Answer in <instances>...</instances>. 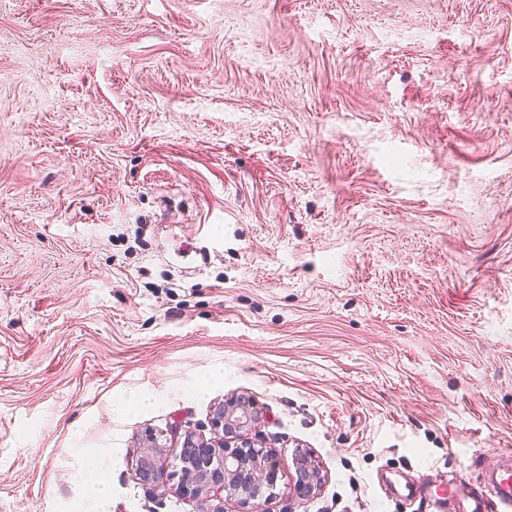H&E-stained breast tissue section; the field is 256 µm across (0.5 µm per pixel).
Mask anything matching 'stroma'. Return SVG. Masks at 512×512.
I'll return each instance as SVG.
<instances>
[{
  "label": "stroma",
  "instance_id": "obj_1",
  "mask_svg": "<svg viewBox=\"0 0 512 512\" xmlns=\"http://www.w3.org/2000/svg\"><path fill=\"white\" fill-rule=\"evenodd\" d=\"M233 400L260 512L512 456V0H0V512H197ZM236 404L214 418V433L210 438L186 435L182 448H169L167 458H142L136 476L139 480L164 487L178 478L177 495L201 505V512H224V502L234 501L245 509L254 501L273 497L276 466L267 451L255 448L243 433L258 420L256 411ZM183 463L180 470L169 461ZM225 492V499L221 494ZM268 493L267 496L265 494ZM321 487V477L306 464L297 463L296 477L290 484L289 490L296 499L304 500L313 496Z\"/></svg>",
  "mask_w": 512,
  "mask_h": 512
}]
</instances>
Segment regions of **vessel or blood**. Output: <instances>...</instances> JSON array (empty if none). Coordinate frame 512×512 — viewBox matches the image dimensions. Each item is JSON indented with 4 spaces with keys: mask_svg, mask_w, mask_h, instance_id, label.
Here are the masks:
<instances>
[{
    "mask_svg": "<svg viewBox=\"0 0 512 512\" xmlns=\"http://www.w3.org/2000/svg\"><path fill=\"white\" fill-rule=\"evenodd\" d=\"M429 512H512V468L488 473L482 488L465 480L449 482L446 491H426Z\"/></svg>",
    "mask_w": 512,
    "mask_h": 512,
    "instance_id": "vessel-or-blood-1",
    "label": "vessel or blood"
}]
</instances>
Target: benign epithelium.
<instances>
[{
	"instance_id": "7a95c632",
	"label": "benign epithelium",
	"mask_w": 512,
	"mask_h": 512,
	"mask_svg": "<svg viewBox=\"0 0 512 512\" xmlns=\"http://www.w3.org/2000/svg\"><path fill=\"white\" fill-rule=\"evenodd\" d=\"M256 420L257 412L241 401L217 414L212 437L185 436L182 447L168 449L167 458L141 459L136 476L158 487L178 478L177 495L201 505V512H224L227 500L243 508L264 497L270 499L276 466L267 451L244 435ZM320 487L319 473L304 463L297 465L289 487L292 496L304 500Z\"/></svg>"
}]
</instances>
